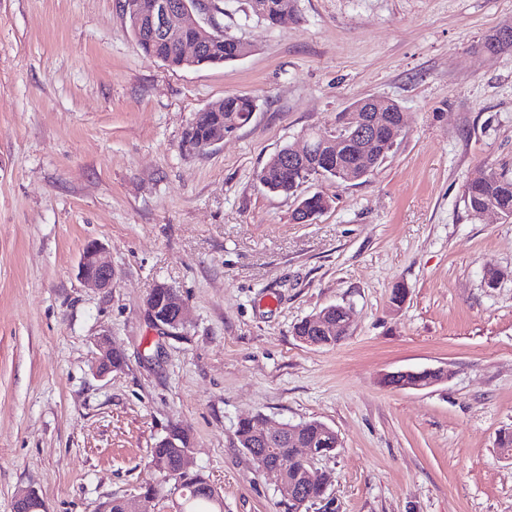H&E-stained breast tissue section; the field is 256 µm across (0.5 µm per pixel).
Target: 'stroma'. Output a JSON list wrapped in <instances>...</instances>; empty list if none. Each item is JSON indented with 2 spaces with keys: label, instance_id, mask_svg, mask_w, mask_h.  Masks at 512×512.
Listing matches in <instances>:
<instances>
[{
  "label": "stroma",
  "instance_id": "35a3bbf8",
  "mask_svg": "<svg viewBox=\"0 0 512 512\" xmlns=\"http://www.w3.org/2000/svg\"><path fill=\"white\" fill-rule=\"evenodd\" d=\"M248 11L224 0L220 21L249 56L172 69L121 0H0V512L21 487L97 512L148 485L150 512H172L150 451L173 424L224 512H285L236 441L256 414L339 433L318 460L333 512H512V219L463 202L480 172L512 176V48H483L512 0H297L275 27ZM233 94L251 121L186 153L195 113ZM369 96L400 106L403 136L355 184L305 183L334 204L295 222L258 172ZM94 241L108 291L77 276ZM160 283L190 310L169 337L144 316ZM335 304L348 335L302 344L295 324ZM103 334L125 364L100 378ZM437 367L427 389L382 382Z\"/></svg>",
  "mask_w": 512,
  "mask_h": 512
}]
</instances>
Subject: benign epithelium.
<instances>
[{"mask_svg":"<svg viewBox=\"0 0 512 512\" xmlns=\"http://www.w3.org/2000/svg\"><path fill=\"white\" fill-rule=\"evenodd\" d=\"M123 12L138 36L160 34L178 44L183 55L190 61L200 54L205 39L217 32L213 3L210 0H123ZM389 103V99L379 96L355 102L345 114V133L336 131L331 135L318 137L306 135V146L301 150L294 147L290 149L283 161V170H288L289 166L309 155L313 150V142L318 140L324 147L339 144L346 151L353 150L352 166L360 171L362 178L370 174L387 149L394 147L404 129L403 113L399 112L385 126L381 138L383 144H378L373 137L377 119L371 117L370 112H384ZM78 275L82 281L101 290L112 288V263L107 259L103 245L92 242L83 249L78 262ZM144 312L150 325L168 335L185 326L189 319L186 303L171 288L166 292L164 312H159L152 294L146 298ZM351 316L352 310L349 307H327L312 318L316 335L302 337L300 341L317 347L320 345V336L342 337L348 331ZM96 346V373L100 377H106L114 371L112 359L122 356V353L112 346L105 334L98 338ZM447 378L448 370L445 368H426L389 372L384 375L383 382L399 389L423 390ZM301 429L302 426L290 423L269 429L258 421L247 439L240 443V447L253 449L251 458L260 470L274 472L279 476V490L283 498L308 503L311 498L305 492L319 481L313 460L321 455V451L299 441ZM286 440L295 443V456L307 463L301 479L292 484L288 483V463L280 459H269L265 453V449L275 447V442ZM14 512H46V507L35 491L21 489L15 495Z\"/></svg>","mask_w":512,"mask_h":512,"instance_id":"benign-epithelium-1","label":"benign epithelium"}]
</instances>
